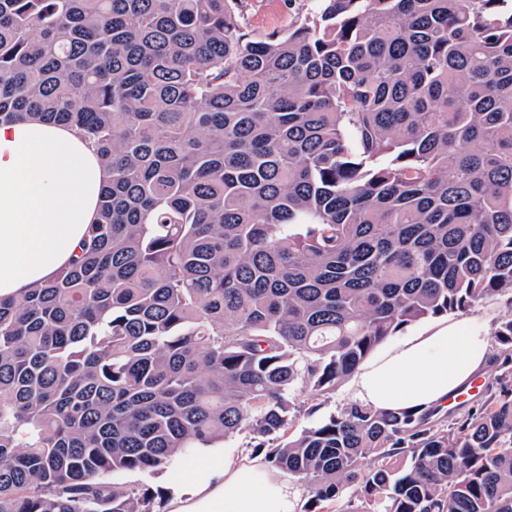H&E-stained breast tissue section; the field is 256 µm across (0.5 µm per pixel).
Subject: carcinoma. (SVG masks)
Segmentation results:
<instances>
[{
    "mask_svg": "<svg viewBox=\"0 0 512 512\" xmlns=\"http://www.w3.org/2000/svg\"><path fill=\"white\" fill-rule=\"evenodd\" d=\"M0 0V121L75 127L111 177L74 263L0 300V512H157L242 431L304 512H512V309L450 412L351 402L407 325L512 305V0ZM311 7L309 0H296L295 11L289 12L283 0H242L239 2L243 21L254 34H266L273 30H286L288 24L301 10Z\"/></svg>",
    "mask_w": 512,
    "mask_h": 512,
    "instance_id": "cac0c4a2",
    "label": "carcinoma"
}]
</instances>
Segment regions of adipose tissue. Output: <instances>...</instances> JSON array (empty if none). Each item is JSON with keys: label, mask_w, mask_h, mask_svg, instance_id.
Returning <instances> with one entry per match:
<instances>
[{"label": "adipose tissue", "mask_w": 512, "mask_h": 512, "mask_svg": "<svg viewBox=\"0 0 512 512\" xmlns=\"http://www.w3.org/2000/svg\"><path fill=\"white\" fill-rule=\"evenodd\" d=\"M108 179L75 127L0 121V299L51 282L74 258ZM489 358L480 328L442 321L378 349L352 376L350 393L380 410L444 405ZM170 490L168 512H297L303 494L258 455L218 459Z\"/></svg>", "instance_id": "ef3b65f1"}]
</instances>
